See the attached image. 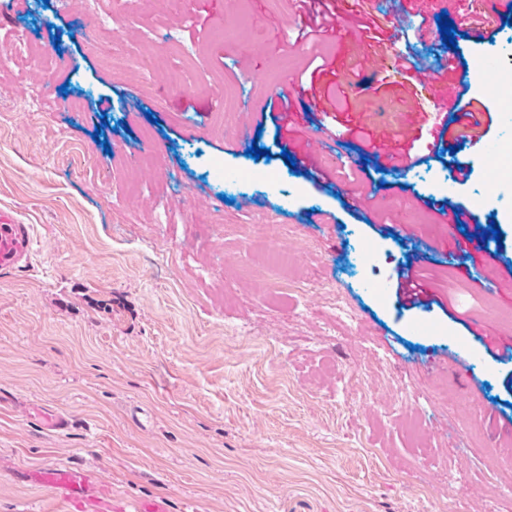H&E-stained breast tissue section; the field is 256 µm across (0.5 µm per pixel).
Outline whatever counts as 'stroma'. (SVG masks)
Instances as JSON below:
<instances>
[{"label":"stroma","mask_w":512,"mask_h":512,"mask_svg":"<svg viewBox=\"0 0 512 512\" xmlns=\"http://www.w3.org/2000/svg\"><path fill=\"white\" fill-rule=\"evenodd\" d=\"M324 2L315 40L298 36L300 0H48L40 28L34 0L0 2V208L33 239L29 262L0 274V512H62L28 480L56 465L89 471L118 508L512 512V446L498 438L512 422V183L486 194L477 146L432 140V95L400 64L442 71L450 106L481 97L496 147L512 112L478 95L475 67L512 69V28L482 41L487 0H410L423 35L391 41L388 0ZM117 33L121 55L95 50ZM286 97L292 115L265 114ZM384 123L443 161L363 159ZM292 130L332 137L329 178L282 158ZM238 137L269 157L224 151ZM266 165L273 182L228 191V176ZM427 198L461 209L464 229L501 225L496 286L464 279L476 258L449 251ZM404 203L397 241L384 228ZM282 250L284 273L261 269ZM412 257L423 305L399 291ZM456 345L462 373L429 371Z\"/></svg>","instance_id":"1"}]
</instances>
